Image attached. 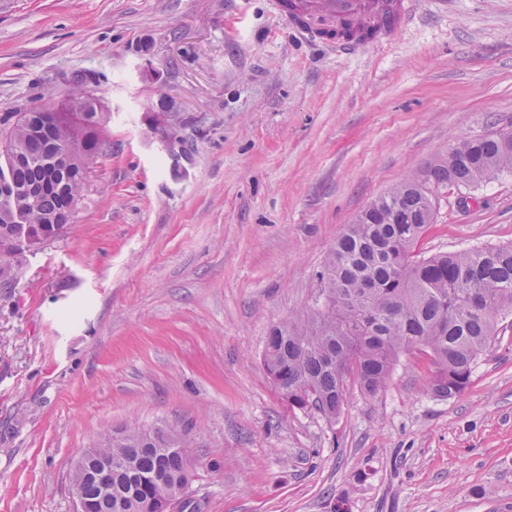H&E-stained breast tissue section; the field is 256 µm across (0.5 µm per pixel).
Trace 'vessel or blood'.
Returning a JSON list of instances; mask_svg holds the SVG:
<instances>
[{
  "instance_id": "b4317fda",
  "label": "vessel or blood",
  "mask_w": 512,
  "mask_h": 512,
  "mask_svg": "<svg viewBox=\"0 0 512 512\" xmlns=\"http://www.w3.org/2000/svg\"><path fill=\"white\" fill-rule=\"evenodd\" d=\"M414 0H295L292 10L280 15L295 31L310 35L318 28L349 20L365 25L380 23L386 11H395L397 27L408 24Z\"/></svg>"
}]
</instances>
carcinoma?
I'll return each mask as SVG.
<instances>
[{
    "instance_id": "1",
    "label": "carcinoma",
    "mask_w": 512,
    "mask_h": 512,
    "mask_svg": "<svg viewBox=\"0 0 512 512\" xmlns=\"http://www.w3.org/2000/svg\"><path fill=\"white\" fill-rule=\"evenodd\" d=\"M359 42L369 26L345 22L325 32ZM32 108L48 127L64 125L75 145L70 155L46 160V142L20 121L0 119V164L13 162L19 188L50 184L37 204L23 195L15 206L44 244L71 223L82 196L86 163L106 142L110 113L94 95L77 91ZM512 171V137L467 138L363 208L336 238L320 272L325 308L303 324L273 327L263 362L272 381L298 408L328 420L344 405L348 382L373 396L386 387L400 352L416 349L434 365L432 391L450 398L471 383L473 366L489 346L499 319L512 315V245L425 255L419 243L434 223L435 200L448 186L470 188ZM22 225L0 207V271L20 266L16 240ZM112 458V497L84 482L92 512H170L188 486L187 440L171 431L129 430L91 444Z\"/></svg>"
}]
</instances>
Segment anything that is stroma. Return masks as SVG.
<instances>
[{"label": "stroma", "mask_w": 512, "mask_h": 512, "mask_svg": "<svg viewBox=\"0 0 512 512\" xmlns=\"http://www.w3.org/2000/svg\"><path fill=\"white\" fill-rule=\"evenodd\" d=\"M77 87L111 138L0 287V512H75L88 444L158 426L190 440L177 512H512V315L453 398L408 350L329 421L263 365L361 209L512 129V0H416L344 53L269 0H0V117ZM472 193H444L423 251L512 245V173Z\"/></svg>", "instance_id": "35a3bbf8"}]
</instances>
